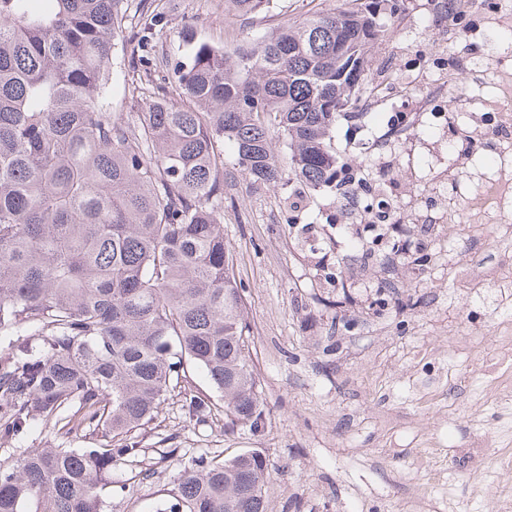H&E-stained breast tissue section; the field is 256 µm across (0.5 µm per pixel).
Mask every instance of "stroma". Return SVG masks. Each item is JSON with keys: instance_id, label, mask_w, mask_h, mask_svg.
<instances>
[{"instance_id": "1", "label": "stroma", "mask_w": 512, "mask_h": 512, "mask_svg": "<svg viewBox=\"0 0 512 512\" xmlns=\"http://www.w3.org/2000/svg\"><path fill=\"white\" fill-rule=\"evenodd\" d=\"M397 35L372 52L362 116L338 120L331 150L359 183L303 193L252 182L224 156V240L245 304L260 428L231 423L195 365L158 415L133 432L142 450L112 470L103 512H159L201 454L250 449L268 464L267 512H512V212L470 202L512 155L482 108L512 79V0H399ZM329 0H281L231 22L224 0H171L156 65L118 54L111 110L137 112L135 86L163 85L192 24L218 46L255 40ZM487 74L470 77L475 53ZM455 221L441 223L445 201ZM411 249L395 253L391 225ZM208 397L210 413L188 411ZM37 427L0 440V463L27 448H91Z\"/></svg>"}]
</instances>
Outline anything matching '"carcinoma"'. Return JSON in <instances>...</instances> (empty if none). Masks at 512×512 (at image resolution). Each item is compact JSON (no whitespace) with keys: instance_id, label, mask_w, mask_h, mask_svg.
<instances>
[{"instance_id":"obj_1","label":"carcinoma","mask_w":512,"mask_h":512,"mask_svg":"<svg viewBox=\"0 0 512 512\" xmlns=\"http://www.w3.org/2000/svg\"><path fill=\"white\" fill-rule=\"evenodd\" d=\"M0 0V438L39 425L105 431L95 448H28L0 464V512H102L112 467L139 457L188 361L241 421L262 417L232 254L224 151L253 181L313 191L345 181L329 150L360 100L397 0H332L227 50L185 27L174 87L142 111L105 112L113 51L147 62L164 11L139 0ZM280 0H224L242 17ZM346 44L336 54L337 43ZM175 94L187 106L167 103ZM281 137L285 154L273 143ZM169 512H265L255 452L192 457Z\"/></svg>"}]
</instances>
